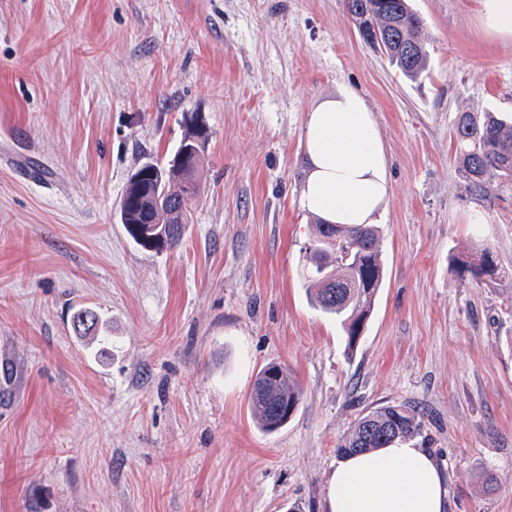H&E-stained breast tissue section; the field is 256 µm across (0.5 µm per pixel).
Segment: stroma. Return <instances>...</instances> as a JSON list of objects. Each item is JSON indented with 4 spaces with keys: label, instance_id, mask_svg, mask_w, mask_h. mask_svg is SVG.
Wrapping results in <instances>:
<instances>
[{
    "label": "stroma",
    "instance_id": "obj_1",
    "mask_svg": "<svg viewBox=\"0 0 512 512\" xmlns=\"http://www.w3.org/2000/svg\"><path fill=\"white\" fill-rule=\"evenodd\" d=\"M403 77L345 0H0V512H327L356 419L403 405L451 512H512V180L461 174V112L512 115V37L482 0H412ZM376 114L386 276L355 347L311 306L305 121L337 88ZM204 126L181 243L135 245L139 162ZM483 224L471 223L474 212ZM490 247L489 285L456 257ZM96 311L107 337L75 336ZM287 365L280 430L249 397ZM272 368H277V372L270 374ZM300 397V388L288 369L268 364L256 374L250 397L251 413L263 431L274 432L288 422Z\"/></svg>",
    "mask_w": 512,
    "mask_h": 512
}]
</instances>
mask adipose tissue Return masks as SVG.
I'll list each match as a JSON object with an SVG mask.
<instances>
[{"label": "adipose tissue", "instance_id": "1", "mask_svg": "<svg viewBox=\"0 0 512 512\" xmlns=\"http://www.w3.org/2000/svg\"><path fill=\"white\" fill-rule=\"evenodd\" d=\"M302 207L327 224L374 223L390 193L389 158L365 98L341 88L307 114ZM447 480L428 449L408 439L342 456L329 512H448Z\"/></svg>", "mask_w": 512, "mask_h": 512}]
</instances>
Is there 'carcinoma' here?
Masks as SVG:
<instances>
[{"label":"carcinoma","mask_w":512,"mask_h":512,"mask_svg":"<svg viewBox=\"0 0 512 512\" xmlns=\"http://www.w3.org/2000/svg\"><path fill=\"white\" fill-rule=\"evenodd\" d=\"M350 20L381 34L389 61L401 75L412 80L428 67L429 52L421 39L423 21L410 0H345ZM457 160L466 178L482 185L512 179V121L489 112H463L454 127ZM200 152L188 164L168 161L161 165L145 161L137 165L141 177L129 182L120 204V221L132 240L148 249L176 247L187 223L189 209L183 207L188 188L198 187L195 172ZM338 225H315L313 251L306 257L313 305L336 318L349 349L357 342V326L366 325L383 282V260L378 248V227L361 224L348 228L349 239L338 250L329 239ZM459 269L495 283L500 275L491 249L476 248L460 262ZM79 336L96 335L101 323L97 314L83 310L73 316ZM301 397L288 369L268 364L258 371L250 397V409L265 432L283 427ZM415 413L403 405L379 407L358 418L339 446L341 453L381 448L419 430Z\"/></svg>","instance_id":"cac0c4a2"}]
</instances>
